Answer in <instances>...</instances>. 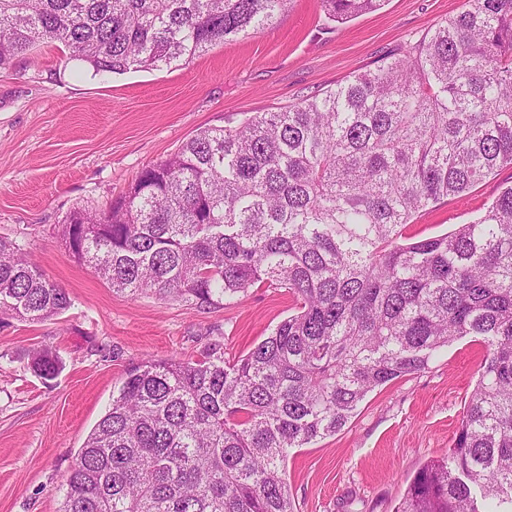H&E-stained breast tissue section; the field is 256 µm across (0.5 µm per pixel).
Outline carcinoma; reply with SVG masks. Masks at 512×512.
<instances>
[{
    "label": "carcinoma",
    "mask_w": 512,
    "mask_h": 512,
    "mask_svg": "<svg viewBox=\"0 0 512 512\" xmlns=\"http://www.w3.org/2000/svg\"><path fill=\"white\" fill-rule=\"evenodd\" d=\"M385 0H321L344 21ZM424 39L280 112L206 128L128 192L65 224L112 290L200 307L285 288L295 313L230 362L217 348L129 369L88 434L59 512H294L292 448L472 336L480 380L452 448L397 512H512V186L470 223L410 242L414 215L512 166V0H471ZM288 0H0V66L60 43L96 75L187 61ZM71 305L0 239V314ZM44 380L61 361L30 362Z\"/></svg>",
    "instance_id": "obj_1"
}]
</instances>
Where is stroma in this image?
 Masks as SVG:
<instances>
[{"label": "stroma", "mask_w": 512, "mask_h": 512, "mask_svg": "<svg viewBox=\"0 0 512 512\" xmlns=\"http://www.w3.org/2000/svg\"><path fill=\"white\" fill-rule=\"evenodd\" d=\"M468 7L386 0L341 24L320 0H291L267 28L186 63L95 76L56 43L0 68V237L23 244L72 299L42 322L0 315V512H58L75 456L128 368L196 359L214 344L237 358L295 306L283 288L202 308L115 292L66 250L69 214L104 208L200 130L283 110L375 69ZM510 185L512 167L497 169L421 212L405 234L417 241L469 223ZM44 346L63 362L48 381L30 368ZM483 355L473 338L458 340L427 369L370 393L336 435L290 449L295 512H395L416 471L451 447Z\"/></svg>", "instance_id": "obj_1"}]
</instances>
